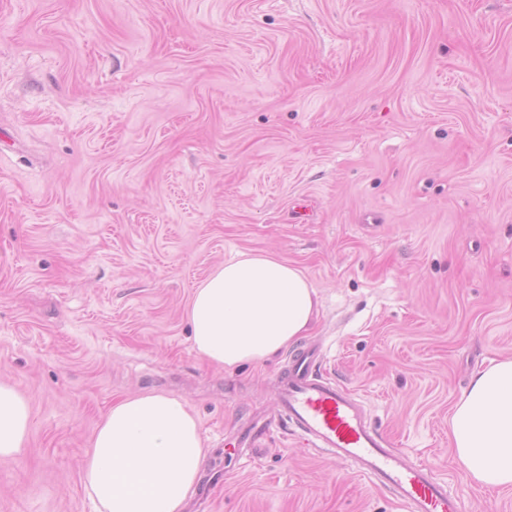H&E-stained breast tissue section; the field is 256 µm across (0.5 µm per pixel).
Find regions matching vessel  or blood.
Returning <instances> with one entry per match:
<instances>
[{
  "instance_id": "vessel-or-blood-1",
  "label": "vessel or blood",
  "mask_w": 512,
  "mask_h": 512,
  "mask_svg": "<svg viewBox=\"0 0 512 512\" xmlns=\"http://www.w3.org/2000/svg\"><path fill=\"white\" fill-rule=\"evenodd\" d=\"M320 357L318 349L302 350L273 374L277 405L297 438L355 464L359 475L391 489L411 512H463L460 495L449 492L447 481L427 466L408 464L371 424L364 405L323 377Z\"/></svg>"
}]
</instances>
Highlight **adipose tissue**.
Wrapping results in <instances>:
<instances>
[{"label": "adipose tissue", "instance_id": "obj_1", "mask_svg": "<svg viewBox=\"0 0 512 512\" xmlns=\"http://www.w3.org/2000/svg\"><path fill=\"white\" fill-rule=\"evenodd\" d=\"M318 294L298 266L248 251L215 267L188 306L193 348L235 368L270 359L306 336ZM29 426L26 400L0 383V463L16 461ZM450 434L459 464L477 482L512 486V358L475 375L456 403ZM205 448L182 399L144 392L113 402L95 429L81 477L94 512H184Z\"/></svg>", "mask_w": 512, "mask_h": 512}]
</instances>
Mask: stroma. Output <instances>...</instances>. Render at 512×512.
Here are the masks:
<instances>
[{
  "mask_svg": "<svg viewBox=\"0 0 512 512\" xmlns=\"http://www.w3.org/2000/svg\"><path fill=\"white\" fill-rule=\"evenodd\" d=\"M244 251L305 272L303 344L408 463L512 512L449 436L512 357V0H0V512H93L86 445L147 391L200 421L186 512H408L289 430L233 447L289 354L211 367L186 307ZM29 426L27 401L10 385L0 383V463L16 461Z\"/></svg>",
  "mask_w": 512,
  "mask_h": 512,
  "instance_id": "1",
  "label": "stroma"
}]
</instances>
